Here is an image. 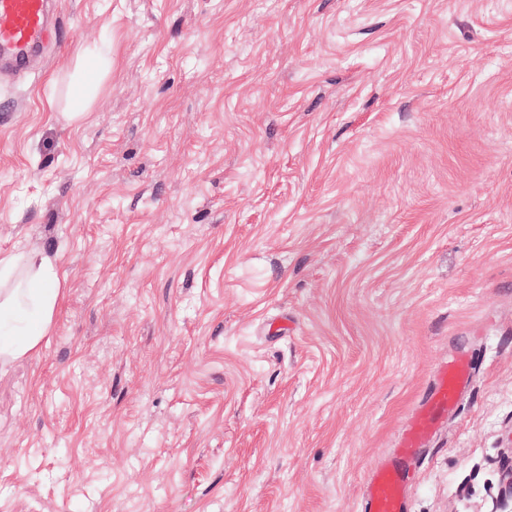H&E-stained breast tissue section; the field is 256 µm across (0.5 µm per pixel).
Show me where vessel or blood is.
<instances>
[{
    "instance_id": "obj_1",
    "label": "vessel or blood",
    "mask_w": 512,
    "mask_h": 512,
    "mask_svg": "<svg viewBox=\"0 0 512 512\" xmlns=\"http://www.w3.org/2000/svg\"><path fill=\"white\" fill-rule=\"evenodd\" d=\"M51 4L52 0H0V62L13 73L24 72L30 58L57 38ZM471 380L470 362L458 361L441 370L428 399L412 414L394 457L372 474L362 512H405V467Z\"/></svg>"
}]
</instances>
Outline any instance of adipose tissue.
<instances>
[{
  "mask_svg": "<svg viewBox=\"0 0 512 512\" xmlns=\"http://www.w3.org/2000/svg\"><path fill=\"white\" fill-rule=\"evenodd\" d=\"M60 295V282L45 261L0 257V368L38 350Z\"/></svg>",
  "mask_w": 512,
  "mask_h": 512,
  "instance_id": "obj_1",
  "label": "adipose tissue"
}]
</instances>
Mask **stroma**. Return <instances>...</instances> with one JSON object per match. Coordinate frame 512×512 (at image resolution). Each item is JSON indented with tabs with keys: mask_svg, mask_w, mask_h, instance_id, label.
I'll return each instance as SVG.
<instances>
[{
	"mask_svg": "<svg viewBox=\"0 0 512 512\" xmlns=\"http://www.w3.org/2000/svg\"><path fill=\"white\" fill-rule=\"evenodd\" d=\"M54 11L0 75V254L62 286L0 370V512H361L458 355L406 512H512V0ZM99 78V66L95 62L92 66L83 65L79 81L72 89V95L76 102L75 113H80L86 102L89 91Z\"/></svg>",
	"mask_w": 512,
	"mask_h": 512,
	"instance_id": "stroma-1",
	"label": "stroma"
}]
</instances>
